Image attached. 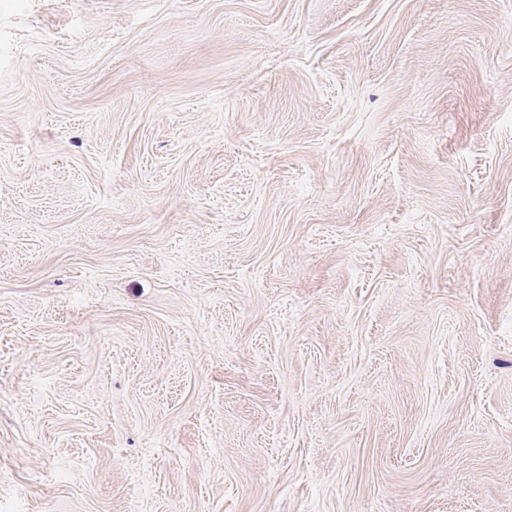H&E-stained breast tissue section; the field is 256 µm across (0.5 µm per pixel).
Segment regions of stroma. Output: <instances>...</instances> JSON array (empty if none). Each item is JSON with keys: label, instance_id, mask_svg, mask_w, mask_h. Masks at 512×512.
<instances>
[{"label": "stroma", "instance_id": "1", "mask_svg": "<svg viewBox=\"0 0 512 512\" xmlns=\"http://www.w3.org/2000/svg\"><path fill=\"white\" fill-rule=\"evenodd\" d=\"M0 512H512V0H0Z\"/></svg>", "mask_w": 512, "mask_h": 512}]
</instances>
